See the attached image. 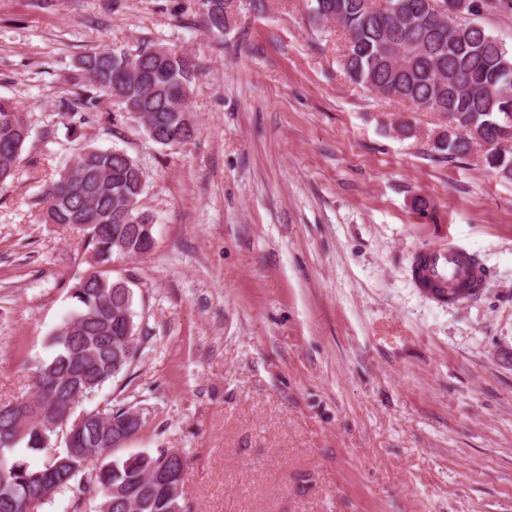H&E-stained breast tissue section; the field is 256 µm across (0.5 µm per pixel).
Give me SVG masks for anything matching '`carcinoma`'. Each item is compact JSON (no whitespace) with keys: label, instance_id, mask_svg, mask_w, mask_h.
<instances>
[{"label":"carcinoma","instance_id":"1","mask_svg":"<svg viewBox=\"0 0 512 512\" xmlns=\"http://www.w3.org/2000/svg\"><path fill=\"white\" fill-rule=\"evenodd\" d=\"M439 1L448 2L391 0L373 10L368 0H312L311 13L316 22L339 20L349 35L340 64L352 83L447 119L431 149L454 160L469 155L478 136L490 143L486 166L512 180V150L498 141L501 128H512V51L478 24L448 29L434 7ZM199 3L204 26L224 32L234 17L233 0ZM197 78L198 66L188 55L161 45L95 50L77 59L61 105L72 123L82 124L86 113L115 101L154 144L178 148L194 139L187 103ZM486 86L497 96L486 94ZM31 135L30 113L0 98V187L16 179ZM146 183L144 167L125 150L89 143L44 180L43 222L78 228L92 251L90 269L72 288L71 311L48 338L50 355L33 372L35 397L57 394L56 403L37 408L52 418L63 419L66 403L99 390L135 360L134 294L112 280L111 266L115 255L136 259L154 247V217L140 206ZM137 414L108 402L96 410L104 421H89L71 446L57 444L62 427L51 428L45 419L21 428L10 415L0 416V512H27L29 499L49 489L81 492L93 459L99 512H168L174 502L184 507L182 496L129 495L167 467L166 448L124 455L112 447V434L128 441L141 430L112 424Z\"/></svg>","mask_w":512,"mask_h":512}]
</instances>
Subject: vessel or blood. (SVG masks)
I'll list each match as a JSON object with an SVG mask.
<instances>
[{"label": "vessel or blood", "instance_id": "1", "mask_svg": "<svg viewBox=\"0 0 512 512\" xmlns=\"http://www.w3.org/2000/svg\"><path fill=\"white\" fill-rule=\"evenodd\" d=\"M466 256V247L452 241L423 248L413 260L417 287L435 297L463 286L484 288L487 274L465 265Z\"/></svg>", "mask_w": 512, "mask_h": 512}]
</instances>
